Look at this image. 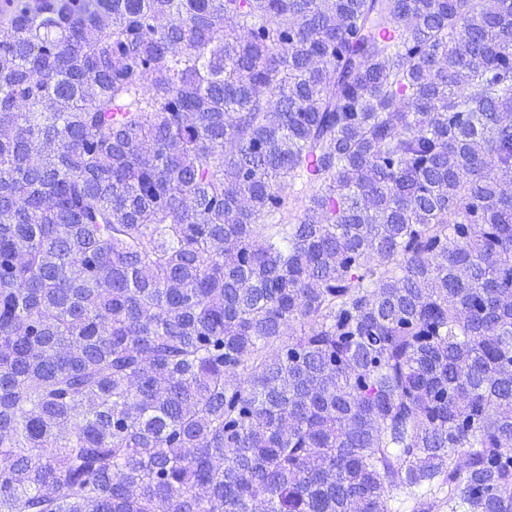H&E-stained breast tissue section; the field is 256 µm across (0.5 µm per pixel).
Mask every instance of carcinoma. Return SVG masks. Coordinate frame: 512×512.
Segmentation results:
<instances>
[{"label": "carcinoma", "instance_id": "obj_1", "mask_svg": "<svg viewBox=\"0 0 512 512\" xmlns=\"http://www.w3.org/2000/svg\"><path fill=\"white\" fill-rule=\"evenodd\" d=\"M0 27V512H512V0Z\"/></svg>", "mask_w": 512, "mask_h": 512}]
</instances>
